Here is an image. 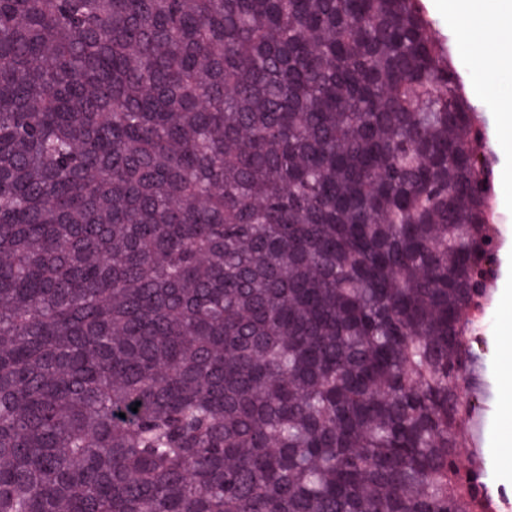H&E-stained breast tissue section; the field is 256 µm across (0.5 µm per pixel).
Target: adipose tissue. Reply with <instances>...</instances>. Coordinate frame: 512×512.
Instances as JSON below:
<instances>
[{"mask_svg": "<svg viewBox=\"0 0 512 512\" xmlns=\"http://www.w3.org/2000/svg\"><path fill=\"white\" fill-rule=\"evenodd\" d=\"M456 47L489 74L512 67V0H447Z\"/></svg>", "mask_w": 512, "mask_h": 512, "instance_id": "obj_1", "label": "adipose tissue"}]
</instances>
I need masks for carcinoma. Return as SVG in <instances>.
Masks as SVG:
<instances>
[{"label": "carcinoma", "mask_w": 512, "mask_h": 512, "mask_svg": "<svg viewBox=\"0 0 512 512\" xmlns=\"http://www.w3.org/2000/svg\"><path fill=\"white\" fill-rule=\"evenodd\" d=\"M429 29L0 0V512H486L459 381L499 241Z\"/></svg>", "instance_id": "cac0c4a2"}]
</instances>
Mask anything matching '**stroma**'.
Wrapping results in <instances>:
<instances>
[{
    "instance_id": "obj_1",
    "label": "stroma",
    "mask_w": 512,
    "mask_h": 512,
    "mask_svg": "<svg viewBox=\"0 0 512 512\" xmlns=\"http://www.w3.org/2000/svg\"><path fill=\"white\" fill-rule=\"evenodd\" d=\"M421 4L433 22L432 36L448 48V60L459 73L468 101L487 124H494L498 98L512 94V71L488 81L467 55L456 50L455 24L447 12L438 9L437 0H421ZM474 149L492 164L491 193L499 249L489 285L487 315L474 332V347L483 356L471 389L476 409L461 425L468 441L460 448L459 458L465 465L482 462L489 486L503 492L499 512H512V418L504 413L505 404L512 399L506 387L512 370L502 350L504 337L512 336V150L495 149L489 142L475 144Z\"/></svg>"
}]
</instances>
